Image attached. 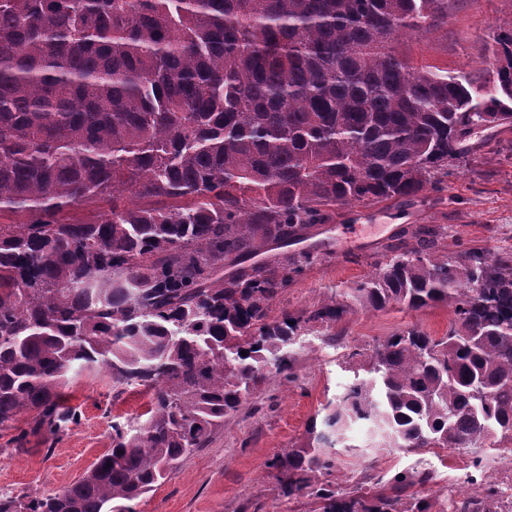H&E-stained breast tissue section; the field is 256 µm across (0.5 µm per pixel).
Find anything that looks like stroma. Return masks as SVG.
I'll return each instance as SVG.
<instances>
[{"label":"stroma","instance_id":"1","mask_svg":"<svg viewBox=\"0 0 512 512\" xmlns=\"http://www.w3.org/2000/svg\"><path fill=\"white\" fill-rule=\"evenodd\" d=\"M512 27V0H451L448 17L421 43L409 46L414 61L447 69L478 83L492 80L494 35ZM466 165L451 171L441 191L370 206L337 208L332 219L311 230L301 249L313 263L273 302L271 314L300 315L333 292L354 286L389 256L405 231L419 225L446 229L448 251L512 249V125L488 128L468 141ZM447 308L411 311L394 306L344 317L337 344L311 333L295 354L297 379L268 378L239 411L214 432L210 443L186 458L155 491L138 499L137 512H312L314 503L280 496L267 462L275 453L300 444L309 420L322 404L351 381L341 356L345 345L372 344L391 333L418 326L435 336L448 331ZM80 419L54 444L30 437L11 446V431H0V497L62 489L80 480L110 446L113 421L133 422L146 412L151 394L131 387L113 396L104 370H85L63 389ZM338 448L330 477L350 492L363 474L382 481L413 468L432 472L419 497L447 496L448 480L465 475L476 452L466 448L404 453L365 448L360 437Z\"/></svg>","mask_w":512,"mask_h":512}]
</instances>
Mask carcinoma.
<instances>
[{
    "instance_id": "carcinoma-1",
    "label": "carcinoma",
    "mask_w": 512,
    "mask_h": 512,
    "mask_svg": "<svg viewBox=\"0 0 512 512\" xmlns=\"http://www.w3.org/2000/svg\"><path fill=\"white\" fill-rule=\"evenodd\" d=\"M449 0H0V430L56 441L78 422L58 389L101 367L152 392L134 428L75 484L0 512H136L274 374L293 345L361 308L448 307V334L399 330L342 355L352 382L274 455L280 495L318 512H431L409 492L326 477L356 423L368 446L512 444V250L448 255L419 228L306 316L269 319L312 254L294 245L338 206L442 190L477 130L512 123V28L474 85L414 63ZM88 208L82 220L72 210ZM250 262L243 267L244 262ZM246 355H240V352ZM454 512H496L483 478Z\"/></svg>"
}]
</instances>
